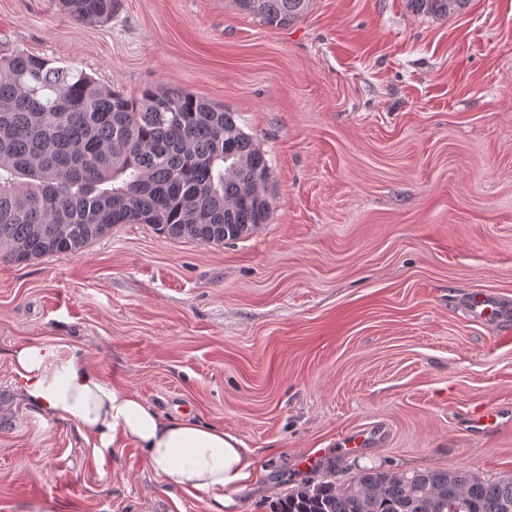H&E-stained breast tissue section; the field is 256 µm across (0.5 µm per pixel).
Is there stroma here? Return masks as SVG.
I'll return each mask as SVG.
<instances>
[{
    "mask_svg": "<svg viewBox=\"0 0 512 512\" xmlns=\"http://www.w3.org/2000/svg\"><path fill=\"white\" fill-rule=\"evenodd\" d=\"M18 50L236 113L273 210L227 244L118 224L0 259V512L217 509L140 449L36 417L9 362L32 341L82 346L105 382L242 438L257 479L235 512L368 467L512 473V0L442 19L312 0L282 27L236 0H120L103 22L0 0V55ZM477 293L507 318L473 316ZM487 403L504 424L482 435L468 418Z\"/></svg>",
    "mask_w": 512,
    "mask_h": 512,
    "instance_id": "stroma-1",
    "label": "stroma"
}]
</instances>
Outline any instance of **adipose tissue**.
Masks as SVG:
<instances>
[{"mask_svg": "<svg viewBox=\"0 0 512 512\" xmlns=\"http://www.w3.org/2000/svg\"><path fill=\"white\" fill-rule=\"evenodd\" d=\"M10 362L34 414L75 422L95 447L139 448L155 475L224 508L253 482L252 450L237 435L169 418L127 387L105 383L80 346L27 342L11 351Z\"/></svg>", "mask_w": 512, "mask_h": 512, "instance_id": "ef3b65f1", "label": "adipose tissue"}]
</instances>
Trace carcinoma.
Instances as JSON below:
<instances>
[{
  "mask_svg": "<svg viewBox=\"0 0 512 512\" xmlns=\"http://www.w3.org/2000/svg\"><path fill=\"white\" fill-rule=\"evenodd\" d=\"M267 25L310 0H236ZM78 22L117 0H59ZM434 18L469 0H408ZM269 160L237 115L180 90L127 98L88 74L17 51L0 57V258L18 264L79 252L116 224H151L166 238L236 241L268 222ZM275 512H512V474L459 468L412 475L377 468L346 485L306 480Z\"/></svg>",
  "mask_w": 512,
  "mask_h": 512,
  "instance_id": "cac0c4a2",
  "label": "carcinoma"
}]
</instances>
